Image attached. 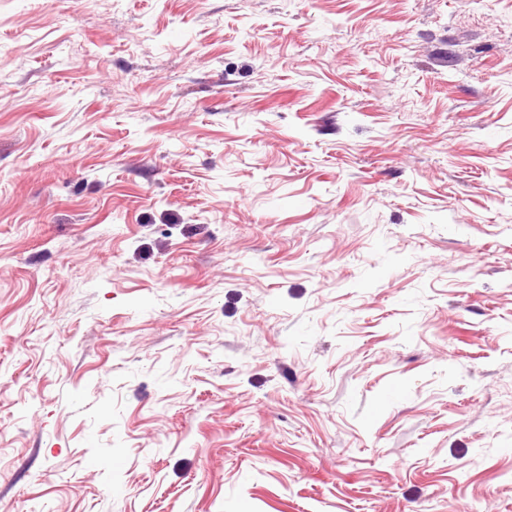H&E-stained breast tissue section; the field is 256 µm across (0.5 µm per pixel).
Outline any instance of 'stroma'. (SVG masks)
<instances>
[{"label":"stroma","mask_w":512,"mask_h":512,"mask_svg":"<svg viewBox=\"0 0 512 512\" xmlns=\"http://www.w3.org/2000/svg\"><path fill=\"white\" fill-rule=\"evenodd\" d=\"M0 512H512V0H0Z\"/></svg>","instance_id":"stroma-1"}]
</instances>
